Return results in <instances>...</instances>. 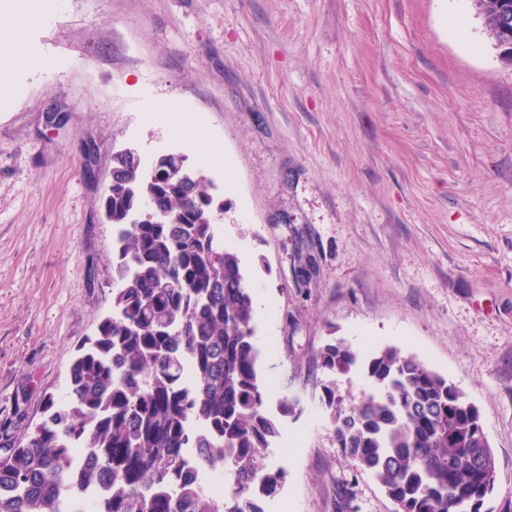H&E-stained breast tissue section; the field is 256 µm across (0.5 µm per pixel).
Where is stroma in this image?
<instances>
[{
  "label": "stroma",
  "instance_id": "1",
  "mask_svg": "<svg viewBox=\"0 0 512 512\" xmlns=\"http://www.w3.org/2000/svg\"><path fill=\"white\" fill-rule=\"evenodd\" d=\"M60 0L24 29L44 65L0 68V448L63 397L78 347L112 311V155L202 168L251 289L267 408L286 472L265 512H394L341 454L319 350L395 347L480 411L512 512V66L473 0ZM193 109L224 147L201 167L145 99ZM312 257L308 286L294 268ZM294 402L281 414L282 400Z\"/></svg>",
  "mask_w": 512,
  "mask_h": 512
}]
</instances>
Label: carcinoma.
Wrapping results in <instances>:
<instances>
[{
	"label": "carcinoma",
	"mask_w": 512,
	"mask_h": 512,
	"mask_svg": "<svg viewBox=\"0 0 512 512\" xmlns=\"http://www.w3.org/2000/svg\"><path fill=\"white\" fill-rule=\"evenodd\" d=\"M499 57L512 43L492 21L512 0H475ZM163 163L113 155L102 197L117 230L112 318L69 368L63 399L26 441L0 455V512H60L64 488L99 492L94 512H264L285 479L263 452L280 437L258 369L250 288L216 231L211 181ZM151 199L169 212L157 224ZM140 214L136 222L130 221ZM372 391L346 405L324 386L333 441L394 503L395 512H492L496 462L476 407L447 378L394 347L362 359L343 341L319 351L329 375L359 362ZM84 449L74 464L71 449ZM224 468V497L200 481Z\"/></svg>",
	"instance_id": "cac0c4a2"
}]
</instances>
